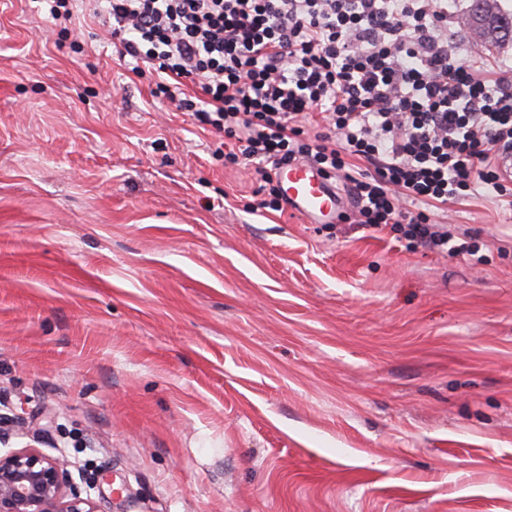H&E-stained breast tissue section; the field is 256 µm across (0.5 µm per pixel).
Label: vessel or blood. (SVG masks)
Segmentation results:
<instances>
[{"label": "vessel or blood", "mask_w": 512, "mask_h": 512, "mask_svg": "<svg viewBox=\"0 0 512 512\" xmlns=\"http://www.w3.org/2000/svg\"><path fill=\"white\" fill-rule=\"evenodd\" d=\"M274 177L283 187L289 208L316 224L335 222L342 208L336 190L315 171L302 164L276 170Z\"/></svg>", "instance_id": "b4317fda"}]
</instances>
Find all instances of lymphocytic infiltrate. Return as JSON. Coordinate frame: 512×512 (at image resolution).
<instances>
[{
  "mask_svg": "<svg viewBox=\"0 0 512 512\" xmlns=\"http://www.w3.org/2000/svg\"><path fill=\"white\" fill-rule=\"evenodd\" d=\"M112 44L157 94L232 141L284 199L275 167L351 185L360 223L406 225L471 253L431 210L486 190L512 212V69L448 42L449 0H107ZM420 202L421 211L407 205Z\"/></svg>",
  "mask_w": 512,
  "mask_h": 512,
  "instance_id": "lymphocytic-infiltrate-1",
  "label": "lymphocytic infiltrate"
}]
</instances>
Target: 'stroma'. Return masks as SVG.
<instances>
[{
  "label": "stroma",
  "instance_id": "stroma-1",
  "mask_svg": "<svg viewBox=\"0 0 512 512\" xmlns=\"http://www.w3.org/2000/svg\"><path fill=\"white\" fill-rule=\"evenodd\" d=\"M102 20L0 0V454L97 512H512V218L260 208Z\"/></svg>",
  "mask_w": 512,
  "mask_h": 512
}]
</instances>
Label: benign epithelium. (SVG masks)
<instances>
[{
	"label": "benign epithelium",
	"instance_id": "7a95c632",
	"mask_svg": "<svg viewBox=\"0 0 512 512\" xmlns=\"http://www.w3.org/2000/svg\"><path fill=\"white\" fill-rule=\"evenodd\" d=\"M31 443L0 455V512H97L73 482L67 463Z\"/></svg>",
	"mask_w": 512,
	"mask_h": 512
}]
</instances>
